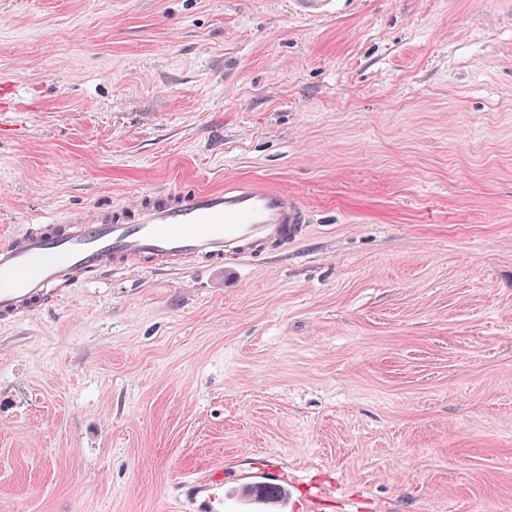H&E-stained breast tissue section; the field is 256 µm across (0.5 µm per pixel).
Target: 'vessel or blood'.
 <instances>
[{
    "mask_svg": "<svg viewBox=\"0 0 512 512\" xmlns=\"http://www.w3.org/2000/svg\"><path fill=\"white\" fill-rule=\"evenodd\" d=\"M309 214L299 199L247 178L223 187L153 192L122 207L63 212L0 243V313L38 310L95 272L130 262L240 261L297 236Z\"/></svg>",
    "mask_w": 512,
    "mask_h": 512,
    "instance_id": "1",
    "label": "vessel or blood"
}]
</instances>
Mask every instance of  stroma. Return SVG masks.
<instances>
[{
    "instance_id": "obj_1",
    "label": "stroma",
    "mask_w": 512,
    "mask_h": 512,
    "mask_svg": "<svg viewBox=\"0 0 512 512\" xmlns=\"http://www.w3.org/2000/svg\"><path fill=\"white\" fill-rule=\"evenodd\" d=\"M231 177L309 224L0 318V512H512V0H0V240Z\"/></svg>"
}]
</instances>
